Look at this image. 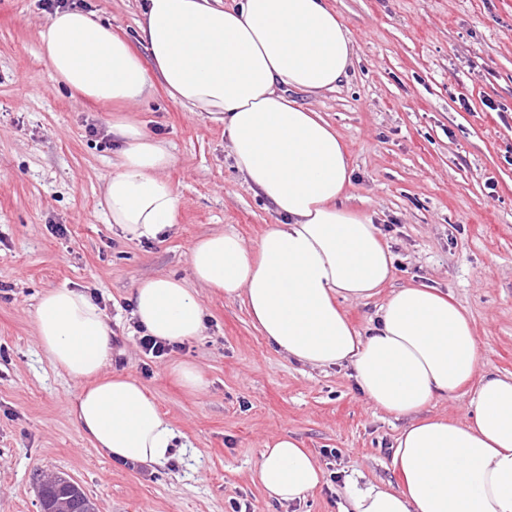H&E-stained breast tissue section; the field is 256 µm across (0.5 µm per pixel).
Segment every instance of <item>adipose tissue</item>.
I'll return each instance as SVG.
<instances>
[{
    "label": "adipose tissue",
    "instance_id": "ef3b65f1",
    "mask_svg": "<svg viewBox=\"0 0 512 512\" xmlns=\"http://www.w3.org/2000/svg\"><path fill=\"white\" fill-rule=\"evenodd\" d=\"M141 59L111 25L65 9L40 32L52 79L100 105L134 104L154 84L224 125L229 155L253 192L280 217L256 246L215 231L189 250L194 286L159 274L141 280L133 315L147 334L182 343L201 334L197 287L243 298L270 346L303 365L349 366L378 410L407 418L392 445L399 483L345 479L340 512H512V376L479 375L478 339L465 308L437 288L392 290L367 333L342 302L380 295L394 257L371 215L352 210L345 146L323 115L293 99L320 95L348 75L355 49L327 0H143ZM120 148L104 183L109 224L128 239L172 228L180 198L167 176L170 144L117 114ZM35 336L55 368L83 384L72 414L113 462L167 465L175 432L137 379L106 373L112 332L80 290L39 298ZM481 382L466 420L425 409L473 377ZM256 477L269 498L291 504L322 481L312 452L295 437L266 442Z\"/></svg>",
    "mask_w": 512,
    "mask_h": 512
}]
</instances>
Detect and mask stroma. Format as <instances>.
I'll use <instances>...</instances> for the list:
<instances>
[{
    "instance_id": "obj_1",
    "label": "stroma",
    "mask_w": 512,
    "mask_h": 512,
    "mask_svg": "<svg viewBox=\"0 0 512 512\" xmlns=\"http://www.w3.org/2000/svg\"><path fill=\"white\" fill-rule=\"evenodd\" d=\"M329 2L354 64L335 91L295 98L347 147L350 204L374 216L395 257L387 286L448 293L472 317L481 373L512 375V0ZM141 5L85 0L142 56ZM49 16L44 0H0V512H38L47 473L76 482L98 512H232L236 501L249 512H339V478L397 482L391 445L406 419L373 408L349 368L278 353L242 298L200 289L201 335L144 355L130 306L137 284L191 281L196 239L224 230L253 246L279 217L235 171L223 123L158 85L127 111L173 148L177 222L153 241L118 234L103 201L113 110L54 82L40 52ZM61 287L100 306L120 341L108 372L140 380L175 429L167 466L114 464L77 428L81 385L49 363L34 332L40 295ZM181 362L201 369L202 391L179 385ZM281 434L302 441L325 476L291 505L270 500L255 475Z\"/></svg>"
}]
</instances>
